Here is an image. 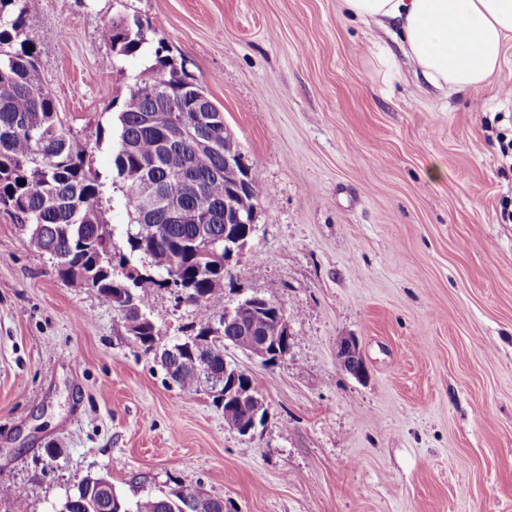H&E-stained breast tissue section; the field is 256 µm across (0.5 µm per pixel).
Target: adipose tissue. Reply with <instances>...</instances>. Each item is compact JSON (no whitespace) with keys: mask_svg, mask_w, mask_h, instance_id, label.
Returning <instances> with one entry per match:
<instances>
[{"mask_svg":"<svg viewBox=\"0 0 512 512\" xmlns=\"http://www.w3.org/2000/svg\"><path fill=\"white\" fill-rule=\"evenodd\" d=\"M350 19L389 27L373 44L389 81L409 61L436 88L472 93L494 81L512 39V0H341Z\"/></svg>","mask_w":512,"mask_h":512,"instance_id":"ef3b65f1","label":"adipose tissue"}]
</instances>
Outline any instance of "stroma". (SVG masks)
Instances as JSON below:
<instances>
[{"instance_id": "1", "label": "stroma", "mask_w": 512, "mask_h": 512, "mask_svg": "<svg viewBox=\"0 0 512 512\" xmlns=\"http://www.w3.org/2000/svg\"><path fill=\"white\" fill-rule=\"evenodd\" d=\"M28 8L57 110L91 147L114 251L131 220L114 157L132 76L161 43L204 88L263 199L213 305L266 298L292 336L270 363L226 346L267 407L239 434L209 383L173 384L0 210V485L23 489L0 512H53L89 474L130 501L191 484L224 512H512V166L487 138L512 128V41L492 87L448 94L408 63L387 85L376 28L339 0ZM121 13L153 30L106 75L102 31ZM150 317L176 341L201 312L156 287ZM342 336L366 379L341 370Z\"/></svg>"}]
</instances>
